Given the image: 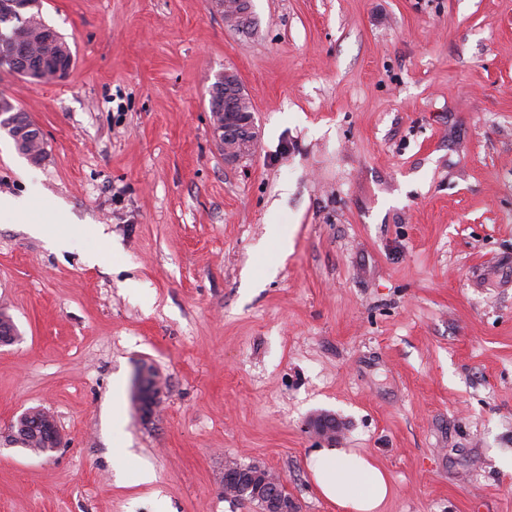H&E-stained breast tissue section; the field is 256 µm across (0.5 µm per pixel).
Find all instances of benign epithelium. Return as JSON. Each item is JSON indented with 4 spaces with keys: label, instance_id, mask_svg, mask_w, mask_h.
Returning a JSON list of instances; mask_svg holds the SVG:
<instances>
[{
    "label": "benign epithelium",
    "instance_id": "obj_1",
    "mask_svg": "<svg viewBox=\"0 0 512 512\" xmlns=\"http://www.w3.org/2000/svg\"><path fill=\"white\" fill-rule=\"evenodd\" d=\"M249 0H237V9L230 11L229 0H214V4L224 17V23L230 28H240L247 23ZM40 0H8L6 5L23 21L32 20L31 13L39 6ZM71 57L43 56L33 62L26 58H13L10 60L8 70L20 76L31 73L44 75L49 81L65 78L72 66ZM245 98L244 90L239 81L228 84L224 77L217 78L210 94V112L213 119V132L222 144L235 142L246 148L251 142L253 130V117L238 110V105ZM36 419L41 424L43 445L37 451L39 455H47L60 447L62 434L54 414L44 411L28 409L9 423V436L15 437L14 431L22 428L30 419ZM310 427L317 435L332 439L339 432L340 425L332 414L322 413L312 419ZM247 486L253 491L254 498L259 500V512H297L296 500L288 494L285 483L273 472L264 470V477L251 471L250 466L237 462H230L224 468V487L238 489Z\"/></svg>",
    "mask_w": 512,
    "mask_h": 512
}]
</instances>
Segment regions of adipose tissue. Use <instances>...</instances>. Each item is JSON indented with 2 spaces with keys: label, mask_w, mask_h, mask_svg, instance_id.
<instances>
[{
  "label": "adipose tissue",
  "mask_w": 512,
  "mask_h": 512,
  "mask_svg": "<svg viewBox=\"0 0 512 512\" xmlns=\"http://www.w3.org/2000/svg\"><path fill=\"white\" fill-rule=\"evenodd\" d=\"M40 207L36 199H0V208L14 213L32 231L52 245L65 246L71 230L67 224H36L32 214ZM309 470L322 497L335 503L341 512H380L391 494L384 470L366 456L339 448H322L310 457Z\"/></svg>",
  "instance_id": "ef3b65f1"
}]
</instances>
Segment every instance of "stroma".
<instances>
[{
  "mask_svg": "<svg viewBox=\"0 0 512 512\" xmlns=\"http://www.w3.org/2000/svg\"><path fill=\"white\" fill-rule=\"evenodd\" d=\"M252 12L42 0L69 75L0 69L47 151L0 132V196L78 227L56 250L0 215V429L40 407L63 440H0V512H259L225 497L229 459L341 512L308 469L321 412L389 474L383 512H512V0ZM227 70L256 136L234 161L209 108ZM212 2L224 17V23L226 26L230 28H240L247 23L250 10L248 8V5L250 4L249 0L237 1L238 8L233 12L228 8L229 0H214Z\"/></svg>",
  "mask_w": 512,
  "mask_h": 512,
  "instance_id": "obj_1",
  "label": "stroma"
}]
</instances>
